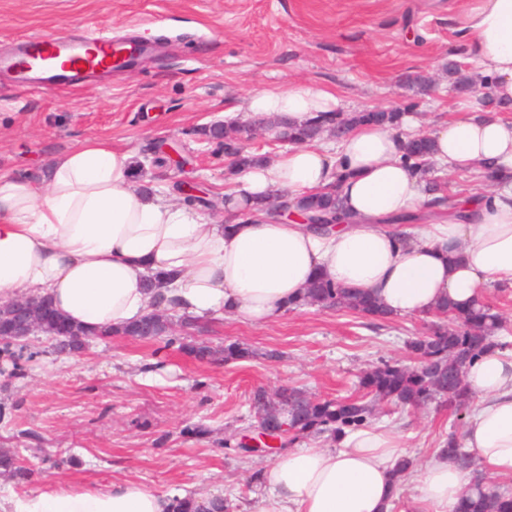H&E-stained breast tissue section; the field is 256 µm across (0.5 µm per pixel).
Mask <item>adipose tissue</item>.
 <instances>
[{"instance_id":"ef3b65f1","label":"adipose tissue","mask_w":512,"mask_h":512,"mask_svg":"<svg viewBox=\"0 0 512 512\" xmlns=\"http://www.w3.org/2000/svg\"><path fill=\"white\" fill-rule=\"evenodd\" d=\"M459 30L469 60L497 102L512 106V0H467ZM335 92L303 80L250 94L245 111L301 125L335 111ZM429 133L432 158L455 170L503 179L461 198L462 214L410 232L400 219L426 209L406 137L358 126L336 153L296 145L261 164L234 169L225 190L230 224L134 183L132 156L88 140L53 158L41 178L0 174V294L47 297L71 323L119 328L155 309L214 311L263 325L299 301L315 278L373 292L395 315H423L443 300L466 303L485 284L512 288V121L477 97ZM339 186L349 223L317 232L300 214L271 219L260 205L276 192L290 205ZM161 275L162 285L146 289ZM474 401L461 442L490 477L512 476V349H493L467 369ZM404 450L390 433L362 428L337 448H295L264 468L257 512H392L403 483L422 512H459L469 473L441 452L396 471ZM13 512H171L169 495L135 482L106 491L47 487Z\"/></svg>"}]
</instances>
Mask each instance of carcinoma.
<instances>
[{
    "label": "carcinoma",
    "instance_id": "obj_1",
    "mask_svg": "<svg viewBox=\"0 0 512 512\" xmlns=\"http://www.w3.org/2000/svg\"><path fill=\"white\" fill-rule=\"evenodd\" d=\"M403 119L401 112H355L346 118L336 113H321L309 122L286 132L288 139L299 144L317 140L324 130L332 129L340 137L354 124L375 123L396 127ZM245 124L213 125L203 134L216 147L224 150V156L236 166L257 164L264 159L243 145ZM431 151V142L426 138L408 141L405 158L421 166L425 190L431 195L430 206H445L460 216L452 196L441 193L437 180L428 177L429 169L423 165ZM306 220L313 221V214L322 215L314 229L321 230L324 223L346 217L341 211V201L335 191L313 195L307 201ZM343 307L357 314L386 321L391 314L378 301L365 292H355L323 279L314 280L296 306ZM32 314L43 323V334L55 341L54 348L60 353L69 351V341L74 336H147L155 338L169 333L165 324L145 318L116 330L86 331L68 323L45 298H32ZM433 315L439 321L430 327V334L409 343V350L417 360L414 368L397 362L382 361L367 370L360 381L362 393L344 400L312 399L294 388L283 387L277 394V402L283 409L294 410L303 404V411L296 418V434H327L338 439L350 431L365 426L374 412L377 402H394L403 406H420L437 400L456 409L470 404L471 395L465 385L468 366L483 351L499 347L509 348L512 343L505 336L497 335L504 329L498 314L477 299L468 307L451 302L437 306ZM444 451L448 460L463 469L472 466L471 458L460 448L457 439L450 435ZM0 469L13 479L24 482L28 471L17 465L13 455L0 452ZM460 512H512V495L500 490L492 482L479 481L467 489L462 498Z\"/></svg>",
    "mask_w": 512,
    "mask_h": 512
}]
</instances>
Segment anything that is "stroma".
<instances>
[{"label":"stroma","instance_id":"stroma-1","mask_svg":"<svg viewBox=\"0 0 512 512\" xmlns=\"http://www.w3.org/2000/svg\"><path fill=\"white\" fill-rule=\"evenodd\" d=\"M463 0H0V45L24 36L106 29L162 43L156 58L93 84L31 92L0 78V174L42 177L56 155L88 139L109 141L147 164L165 196L177 182L223 193L230 162L202 128L249 94L302 79L335 89L339 112H403L429 129L454 117L449 64L470 72L458 16ZM432 83L421 92L416 78ZM176 150L182 166H150L151 147ZM427 316L379 322L343 308L302 306L264 326L214 313L192 331L140 341L89 340L79 354L31 338L33 359L0 353V450L31 476L0 475V512L45 486L106 490L131 480L168 493H218L229 512H253L258 471L273 456L225 448L250 423L256 390L295 387L318 399L359 392L383 360L411 364L408 344ZM236 342L247 355L225 360ZM208 347L199 361L180 344ZM466 410L378 403L371 425L396 436L421 463L463 429ZM203 426L207 436L193 435Z\"/></svg>","mask_w":512,"mask_h":512}]
</instances>
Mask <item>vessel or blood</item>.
Listing matches in <instances>:
<instances>
[{"label": "vessel or blood", "mask_w": 512, "mask_h": 512, "mask_svg": "<svg viewBox=\"0 0 512 512\" xmlns=\"http://www.w3.org/2000/svg\"><path fill=\"white\" fill-rule=\"evenodd\" d=\"M131 56L129 45L104 34L79 40L35 36L21 39L11 53L0 54V72L12 74L17 85L28 90L58 89Z\"/></svg>", "instance_id": "vessel-or-blood-1"}]
</instances>
